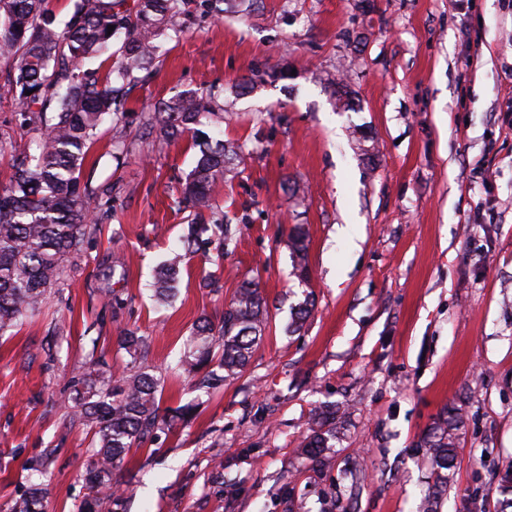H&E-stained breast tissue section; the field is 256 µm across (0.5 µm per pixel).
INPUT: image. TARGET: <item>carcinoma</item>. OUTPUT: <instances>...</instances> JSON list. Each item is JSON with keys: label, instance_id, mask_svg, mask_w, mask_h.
Instances as JSON below:
<instances>
[{"label": "carcinoma", "instance_id": "obj_1", "mask_svg": "<svg viewBox=\"0 0 512 512\" xmlns=\"http://www.w3.org/2000/svg\"><path fill=\"white\" fill-rule=\"evenodd\" d=\"M194 3L133 0L130 6L126 0H76L66 27L59 30L46 19L45 0H0V57L16 60L21 124L39 137L38 153L11 156L8 182L0 186L1 336L39 312L48 288L60 280L66 258L78 251L86 236L99 231L103 217L91 208L90 197L108 196L112 188L92 189L80 179L93 130L110 116L113 144L124 146L130 117L125 86L140 82L134 72L149 68L159 37L166 30L182 28ZM201 3L217 14L226 4L231 9L250 6V0ZM110 25L115 26L111 32ZM91 58L101 59L98 67L86 66ZM221 110L214 94L188 91L161 103L148 121L158 143L189 132L198 147L183 187V201L193 218L181 239V252L159 267L153 296L160 305L170 304L176 296L183 256L207 254L212 244L209 232H220L216 246L220 254L235 239L231 218L213 222L212 195L229 165L241 159L240 148L199 130ZM306 238L304 225L289 229L295 275L302 282L309 278ZM313 307L314 298L308 293L292 308L288 330L301 329ZM267 323L268 304L258 283L242 281L218 321L200 318L187 340L180 363L192 389L210 393L242 374ZM118 346L130 358L133 372L116 377L101 366L79 371L70 380L72 396L67 404L96 438L84 473L90 495L80 512H100L105 503L121 506V499L110 493L112 475L121 470L130 451L146 443L167 420L187 424L196 413L197 404L190 400L168 418L160 414L164 379L145 365L148 337L127 330L118 337ZM337 413L332 407L322 409L300 448L302 458L316 471L329 464ZM462 425V417L450 408L421 438L434 476L424 512L440 508L456 458V432ZM496 493L499 512L512 510V464L498 473ZM46 498L45 485L33 483L13 500L10 512H45Z\"/></svg>", "mask_w": 512, "mask_h": 512}]
</instances>
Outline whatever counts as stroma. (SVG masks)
I'll list each match as a JSON object with an SVG mask.
<instances>
[{
    "label": "stroma",
    "instance_id": "1",
    "mask_svg": "<svg viewBox=\"0 0 512 512\" xmlns=\"http://www.w3.org/2000/svg\"><path fill=\"white\" fill-rule=\"evenodd\" d=\"M16 72L0 57V141L33 151ZM254 87L234 91L242 77ZM346 80L351 109L337 108ZM221 90L215 123L244 164L217 187L216 215L245 217L224 257L182 265L175 304L150 286L189 212L190 135L164 147L141 117L184 90ZM129 151L104 123L82 182L113 185L112 210L64 264L38 314L0 337V512L31 482L47 512H77L92 434L64 401L73 370L122 374L117 338L151 343L160 407L189 399L179 360L201 316L219 317L258 281L268 325L250 365L199 394L195 420L163 426L113 481L125 512H422L433 477L418 443L444 408L465 417L442 512L472 496L495 512V473L512 463V0H256L249 13L196 14L160 40L153 77L133 87ZM308 232L309 285L293 275L287 230ZM127 266L103 276L107 252ZM218 277L222 294L206 288ZM126 303L113 307L109 289ZM312 290L304 329L291 307ZM52 353H45V346ZM333 405L330 468L297 448ZM48 459L46 474L36 472Z\"/></svg>",
    "mask_w": 512,
    "mask_h": 512
}]
</instances>
